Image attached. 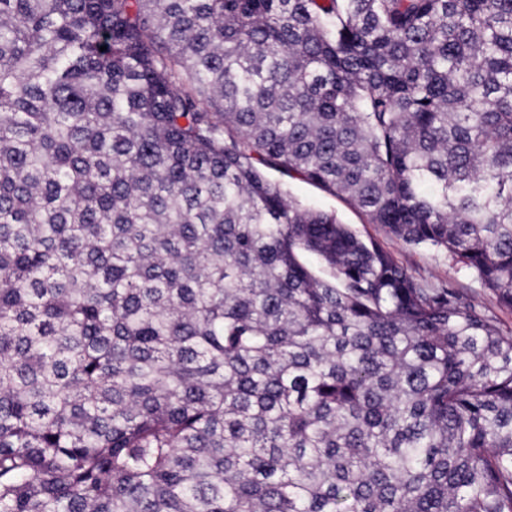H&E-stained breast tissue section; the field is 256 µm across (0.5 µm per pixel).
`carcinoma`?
Masks as SVG:
<instances>
[{"label": "carcinoma", "instance_id": "1", "mask_svg": "<svg viewBox=\"0 0 512 512\" xmlns=\"http://www.w3.org/2000/svg\"><path fill=\"white\" fill-rule=\"evenodd\" d=\"M274 171L512 309V0H0V512H512V329ZM292 195L315 208L336 212L362 238H372L389 251L413 276L432 282H446L464 288L472 301L495 313L503 323L512 327V310L499 306L495 295L485 288L467 268L447 252L406 246L391 237L379 224H364L363 217L338 197L299 179L284 178Z\"/></svg>", "mask_w": 512, "mask_h": 512}]
</instances>
